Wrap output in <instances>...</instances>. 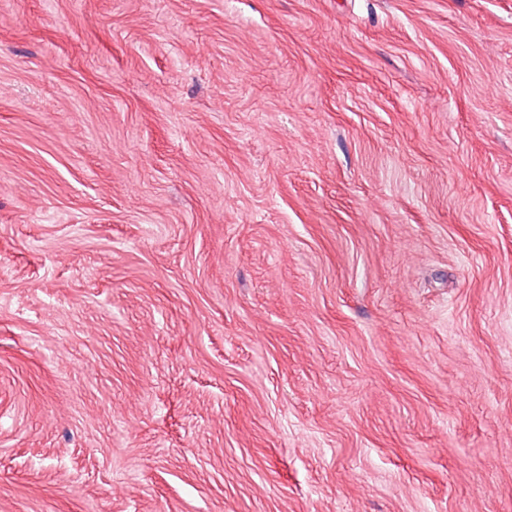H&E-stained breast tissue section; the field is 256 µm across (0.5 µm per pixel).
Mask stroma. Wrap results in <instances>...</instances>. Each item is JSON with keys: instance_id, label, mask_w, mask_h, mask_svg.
Segmentation results:
<instances>
[{"instance_id": "stroma-1", "label": "stroma", "mask_w": 512, "mask_h": 512, "mask_svg": "<svg viewBox=\"0 0 512 512\" xmlns=\"http://www.w3.org/2000/svg\"><path fill=\"white\" fill-rule=\"evenodd\" d=\"M0 512H512V0H0Z\"/></svg>"}]
</instances>
